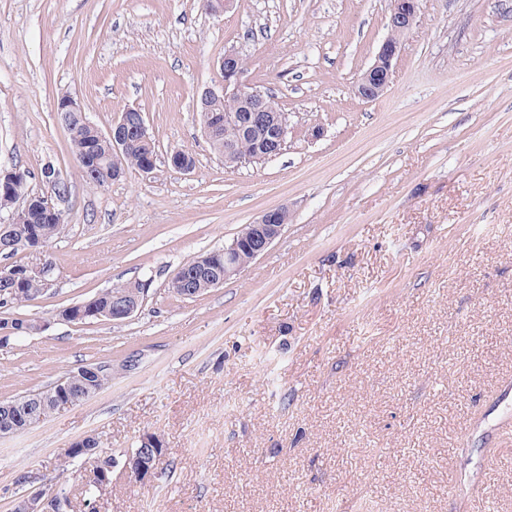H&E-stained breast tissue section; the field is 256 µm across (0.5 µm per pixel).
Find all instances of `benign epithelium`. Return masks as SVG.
Returning <instances> with one entry per match:
<instances>
[{
	"label": "benign epithelium",
	"instance_id": "benign-epithelium-1",
	"mask_svg": "<svg viewBox=\"0 0 512 512\" xmlns=\"http://www.w3.org/2000/svg\"><path fill=\"white\" fill-rule=\"evenodd\" d=\"M419 11V0H391L387 26L389 36L381 44L373 63L360 74L354 84L355 94L363 100H375L387 89L393 60L398 56L401 38L413 26ZM243 57L239 52L228 50L218 60L223 81L215 86L204 88L198 95L196 108L202 109L201 128L205 138L212 142L221 137L224 124L236 123L242 133L251 136L256 142L255 152L250 156L240 155L231 145H224V164L236 166L242 162H262L284 149L289 132L288 113L276 110L266 93L253 87L245 76L242 65ZM230 100L238 105V109L225 113L221 109L224 101ZM55 111L64 116H78L81 122L89 127H96L87 116L82 102L75 96L65 93L58 98ZM102 139L112 143L109 158L102 162L96 153H89L85 158V168L92 174L97 171L112 172L116 180L125 173L123 166L127 153L139 148L145 154V161L140 172L151 174L156 169L154 140L147 125L144 113L136 107H128L112 119L111 127L99 132ZM168 165L179 173H187L194 167L193 158L182 152L175 151L168 156ZM41 180L49 186L44 194H33L27 189V175L17 169L0 170V210L9 213L12 224H31L36 219L48 217L65 227V207L68 199L59 195L55 187L66 183L59 170L47 165L41 172ZM288 212L286 207H277L264 211L250 225V233L243 237L237 236L220 253L224 255V275L215 278L205 277V272L213 264L215 254L199 255L183 264L174 274L180 282L215 288L224 282L240 276L247 265L241 257L247 253L251 261L264 256L272 244L282 235L285 228L283 216ZM42 281V293H47L55 285L54 267L46 259L39 263L0 265V288L10 292L18 290L25 280ZM148 288L142 286L137 295L128 297L122 293L112 295V304L97 306L91 301L67 306L59 313L64 321H79L87 317L123 322L138 313L146 300ZM112 370L110 363H96L82 367L85 375L84 385L74 390L60 379L52 388L35 403L27 408L23 419L12 417L16 403H0V435L19 433L43 421L45 415L54 413L66 406L76 405L99 391L94 386L98 376L104 371ZM143 448L134 454H127L123 469L134 480L147 482L155 477L159 465L158 448L161 446L159 437L147 433L142 436ZM68 503L60 498L38 490L22 496L17 501L15 512H66Z\"/></svg>",
	"mask_w": 512,
	"mask_h": 512
}]
</instances>
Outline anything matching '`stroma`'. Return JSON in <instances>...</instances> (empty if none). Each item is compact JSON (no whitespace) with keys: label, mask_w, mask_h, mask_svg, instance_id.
<instances>
[{"label":"stroma","mask_w":512,"mask_h":512,"mask_svg":"<svg viewBox=\"0 0 512 512\" xmlns=\"http://www.w3.org/2000/svg\"><path fill=\"white\" fill-rule=\"evenodd\" d=\"M390 0H0V169L46 164L70 187L49 244L56 285L0 346V401L92 362L98 394L0 436V512L35 489L85 512L93 433L115 459L145 433L156 477L114 467L98 512H512V0H421L390 83L353 86ZM234 49L291 120L283 152L225 166L196 95ZM108 129L145 113L160 163L85 181L58 98ZM321 135L311 138V127ZM194 169L169 171L173 151ZM289 222L241 276L191 299L174 271L265 210ZM136 278L122 323L63 308ZM484 484L472 500L449 476ZM93 438H94V434H86V435L72 441L69 444V446L66 450V453H69L71 455H81V454L87 453L88 451H91ZM96 438H97V440L95 442L96 447H94L96 451H94L90 455L85 454L82 456H75V457L66 456V459H71V460L82 459V458L94 459L95 465H94L92 471L95 468H100L102 465L111 467L113 470V468L116 466V460H115V464L113 466L112 465V455H107V454H103V453L99 452L98 448L101 447L100 440L98 439V437H96Z\"/></svg>","instance_id":"1"}]
</instances>
